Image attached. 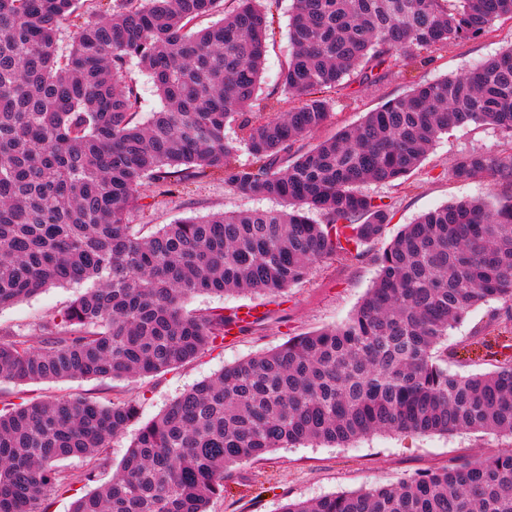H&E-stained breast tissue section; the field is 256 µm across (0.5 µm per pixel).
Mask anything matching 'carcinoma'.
Here are the masks:
<instances>
[{
  "instance_id": "obj_1",
  "label": "carcinoma",
  "mask_w": 512,
  "mask_h": 512,
  "mask_svg": "<svg viewBox=\"0 0 512 512\" xmlns=\"http://www.w3.org/2000/svg\"><path fill=\"white\" fill-rule=\"evenodd\" d=\"M264 2L226 11L224 0H0V307L51 286L83 289L60 320L37 326L39 344L0 331V382L175 369L239 324L235 310L184 312L187 297L276 294L323 260L360 252L393 213L358 187L406 179L450 126L491 125L512 138L509 47L290 157L326 124L327 93L345 78L375 86L424 50L488 35L512 19V0H293L280 98L248 112L264 70ZM205 17L217 21L198 27ZM133 61L161 100L146 120L127 77ZM484 172L512 187V154L462 155L448 174ZM215 177L292 209L213 212L147 235L127 224L144 185L165 195ZM375 261L374 285L346 322L184 391L71 512H210L232 468L303 442L344 445L381 431L512 437V329L466 349L495 358L487 373L451 371L448 359L461 355L444 347L472 307L512 301V199L427 212ZM137 415L131 401L82 397L3 405L0 512H50V492L93 480ZM68 459L86 469H59ZM279 512H512V453Z\"/></svg>"
}]
</instances>
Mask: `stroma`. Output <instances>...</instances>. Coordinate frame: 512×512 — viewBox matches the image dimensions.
<instances>
[{
  "label": "stroma",
  "instance_id": "stroma-1",
  "mask_svg": "<svg viewBox=\"0 0 512 512\" xmlns=\"http://www.w3.org/2000/svg\"><path fill=\"white\" fill-rule=\"evenodd\" d=\"M292 0H280L275 13L274 35L268 41L262 94L277 90V76L291 52L287 38ZM512 45V20L497 22L482 38L431 53L425 63L393 68L383 83L363 89L358 84L337 90L331 117L318 131L298 141L300 153L345 126L359 123L364 114L389 98L407 93L413 86L466 72L503 48ZM507 135L491 126L468 125L449 129L429 150L420 167L403 183H367L362 194L389 204L394 217L383 235L365 245L364 255H335L320 262L306 281L286 289L280 296L257 294H198L188 298L189 312L242 307L262 310V317L224 342L213 346L177 369L152 377L125 380L66 379L28 384H0V401L25 403L33 399L87 397L109 403L136 402L141 421L160 413L171 401L194 384L256 353L278 347L289 339L348 320L372 287L377 275L375 258L390 240L419 215L456 200H503L512 190L495 184L488 175L458 180L448 174L454 159L470 153L499 154L507 147ZM143 207L132 209L128 221L134 226L155 229L224 210H284L282 200L246 197L225 187L223 181L203 179L187 183L167 196L147 188ZM76 289L53 286L37 295L0 309V329L31 334L42 322L60 315L75 299ZM501 301L492 300L473 307L453 328L448 347L479 338ZM512 451V439L482 433L453 435L415 432H378L345 445L303 442L279 448L262 460L237 465L224 483V495L211 505V512H278L289 501L356 491L447 466L482 453Z\"/></svg>",
  "mask_w": 512,
  "mask_h": 512
}]
</instances>
